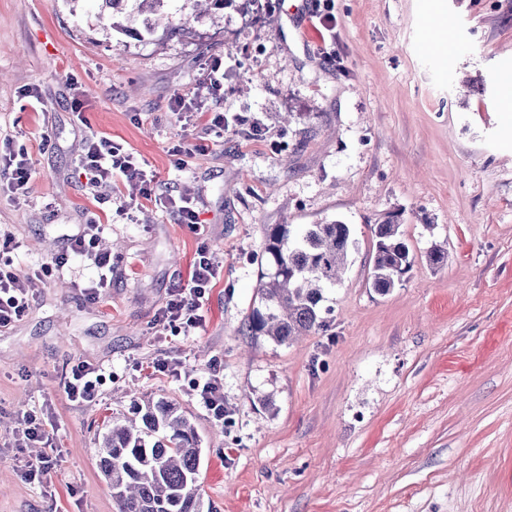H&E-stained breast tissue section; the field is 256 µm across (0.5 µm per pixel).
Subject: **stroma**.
Instances as JSON below:
<instances>
[{"label": "stroma", "mask_w": 512, "mask_h": 512, "mask_svg": "<svg viewBox=\"0 0 512 512\" xmlns=\"http://www.w3.org/2000/svg\"><path fill=\"white\" fill-rule=\"evenodd\" d=\"M168 11L183 31L112 27L97 0H0V145L34 169L25 196L0 189L16 270L91 221L112 257L96 300L81 289L100 270L77 256L0 328V512H118L103 423L162 399L196 428L213 512H512V0ZM217 58L229 127L176 170L170 149L203 134L169 102ZM92 135L154 171L151 198L118 177L87 183L75 158ZM168 195L196 201L198 229L157 205ZM388 214L414 263L382 295L371 226ZM331 220L354 245L324 291L329 331L251 336L265 225ZM202 247L219 275L187 336L162 315ZM80 362L102 376L90 402L61 389ZM214 371L219 420L195 392ZM27 413L52 424L48 444L15 447ZM43 455L58 460L46 489L22 476Z\"/></svg>", "instance_id": "stroma-1"}]
</instances>
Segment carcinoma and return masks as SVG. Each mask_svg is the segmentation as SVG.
Returning a JSON list of instances; mask_svg holds the SVG:
<instances>
[{
	"label": "carcinoma",
	"instance_id": "1",
	"mask_svg": "<svg viewBox=\"0 0 512 512\" xmlns=\"http://www.w3.org/2000/svg\"><path fill=\"white\" fill-rule=\"evenodd\" d=\"M102 8L142 16L156 29L152 15L167 0H100ZM375 243L372 288L386 294L410 271L413 256L399 233L395 216L372 225ZM266 253L271 272L261 273V306L253 309V336L288 344L298 336L329 327L321 310L324 289L336 284L348 257L350 229L340 221L268 224ZM142 426L107 425L99 468L112 489L119 512H212L198 494L201 454L198 433L184 415L164 401L139 411Z\"/></svg>",
	"mask_w": 512,
	"mask_h": 512
}]
</instances>
